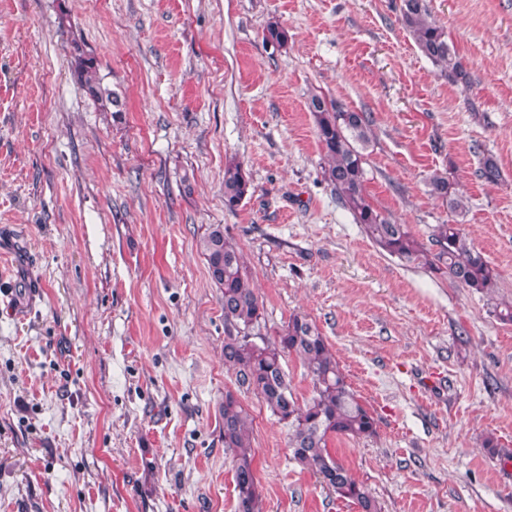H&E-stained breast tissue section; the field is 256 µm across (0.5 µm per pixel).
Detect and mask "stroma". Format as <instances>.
I'll list each match as a JSON object with an SVG mask.
<instances>
[{
	"instance_id": "35a3bbf8",
	"label": "stroma",
	"mask_w": 512,
	"mask_h": 512,
	"mask_svg": "<svg viewBox=\"0 0 512 512\" xmlns=\"http://www.w3.org/2000/svg\"><path fill=\"white\" fill-rule=\"evenodd\" d=\"M428 3L467 85L416 48L401 0H0V272L25 307L0 310V512H235L228 391L262 512H359L225 364L212 224L242 251L261 335L307 316L373 414L374 435L330 447L382 512H512V324L366 236L308 108L369 113L372 203L427 248L460 225L512 301V0ZM75 40L118 114L74 76ZM232 156L253 193L231 211ZM435 170L465 213L429 194Z\"/></svg>"
}]
</instances>
